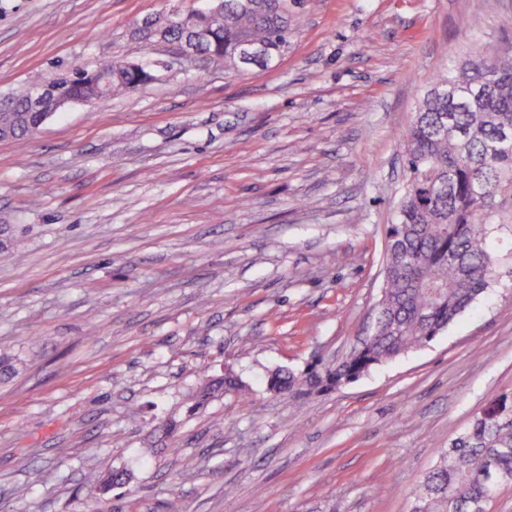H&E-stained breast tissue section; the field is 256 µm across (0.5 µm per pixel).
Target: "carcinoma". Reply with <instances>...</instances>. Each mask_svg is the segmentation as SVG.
Instances as JSON below:
<instances>
[{
	"mask_svg": "<svg viewBox=\"0 0 512 512\" xmlns=\"http://www.w3.org/2000/svg\"><path fill=\"white\" fill-rule=\"evenodd\" d=\"M196 29L214 39L198 54L246 68L239 50L262 51L251 66L264 69L280 59L298 33L291 0H224V11L195 14L183 28H146L183 42ZM102 87L89 72L74 69L51 85L61 92L98 96L149 82L152 69L105 61ZM33 81L0 100V139L21 140L38 129L29 111ZM406 184L387 230L384 276L376 305L380 323L372 336L341 363L303 377L276 373L270 388L294 392L305 386L330 389L354 381L372 367L395 359L438 336L490 285L491 226L512 227V52L480 54L442 71L426 90L401 142ZM512 481V393L489 400L469 426L448 444L413 499L412 512H475L488 480ZM125 471H110L100 490L123 485ZM80 512H107L98 494L80 502Z\"/></svg>",
	"mask_w": 512,
	"mask_h": 512,
	"instance_id": "cac0c4a2",
	"label": "carcinoma"
}]
</instances>
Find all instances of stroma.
I'll use <instances>...</instances> for the list:
<instances>
[{
    "instance_id": "obj_1",
    "label": "stroma",
    "mask_w": 512,
    "mask_h": 512,
    "mask_svg": "<svg viewBox=\"0 0 512 512\" xmlns=\"http://www.w3.org/2000/svg\"><path fill=\"white\" fill-rule=\"evenodd\" d=\"M205 5L0 0V96L105 60L159 73L0 140V512H77L122 468L109 512H410L512 392L505 229L442 335L337 390L268 388L369 336L402 134L441 71L512 47V0H297L287 53L236 73L136 34Z\"/></svg>"
}]
</instances>
